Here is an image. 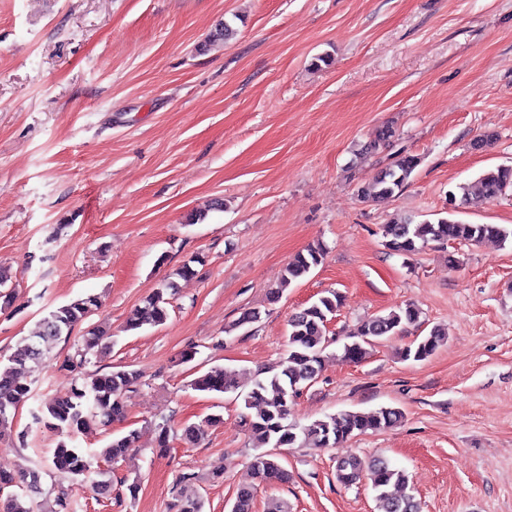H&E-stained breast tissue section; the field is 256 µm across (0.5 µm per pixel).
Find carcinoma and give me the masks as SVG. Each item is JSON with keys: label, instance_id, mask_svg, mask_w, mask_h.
I'll use <instances>...</instances> for the list:
<instances>
[{"label": "carcinoma", "instance_id": "obj_1", "mask_svg": "<svg viewBox=\"0 0 512 512\" xmlns=\"http://www.w3.org/2000/svg\"><path fill=\"white\" fill-rule=\"evenodd\" d=\"M395 136L393 126L384 125L374 139L361 146V153L379 154L393 145ZM419 165L418 155L405 150L395 152L391 162L380 168L372 181L358 188V196L374 202L392 199L408 184ZM507 191H512V165L489 170L474 183L448 191L447 216L434 222L415 223L405 219L383 225L381 234L385 247L411 256L430 242L471 245L490 239L505 242L512 236V231L498 224L465 223L457 218V213L459 206L473 199L492 202ZM324 255L325 248L320 244L297 253L284 271L281 286L286 287L309 274L322 263ZM196 263H203V258L190 257L173 272V276L163 279L145 298L144 305L128 318L126 330L137 331L146 324H163L168 318V295L177 288L175 278L194 276ZM342 304V296L331 292L292 314L288 319V356L280 372L254 379L245 394L244 405L251 413L244 416V426L255 444V454L249 465L253 482L238 487L231 512H252L258 486L289 482L288 470L272 449L290 448L300 440L316 448H337L356 434L388 428L402 418L399 409L383 407L369 412L330 414L301 429L288 423L294 398L322 372L324 351L329 345L327 324ZM99 306V298L89 295L49 311L41 319L36 334L25 339L9 357V365L0 367V434L12 428L16 411L32 398V376L53 343L64 335H71L87 319V314ZM419 318V309L407 304L365 320L358 333L360 340L344 344V358L351 362L360 361L367 354V347L406 332L409 327L419 324ZM445 338L441 329L433 327L428 335L404 348L402 357L425 360L443 345ZM111 344L112 335L106 329L94 326L82 336L81 346L63 366L79 376L83 374L89 354ZM137 381V371L125 366L116 367L88 380H76L67 393L30 410L34 425L60 437L51 457V465L56 471L88 486L97 495L112 496L110 472L92 469V455L78 448L74 441L94 425L109 426L122 420L125 416L124 395ZM192 386L206 393H234L240 388L236 374L219 366L194 378ZM220 422L222 418L214 415L203 423L186 425L182 429V439L187 444H194L201 438L205 426ZM138 439L136 430L116 436L97 457L113 462L135 449ZM366 470L372 474L377 512H420L415 497L401 490L407 483L404 471L391 466L387 460L374 457L366 461L356 455L336 459V479L346 487L357 484ZM14 486L25 488V493L9 492L6 497H0V512H33L32 498L41 490L40 473L32 469L16 474L0 472V494ZM172 508L175 512H202V501L197 494L184 489Z\"/></svg>", "mask_w": 512, "mask_h": 512}]
</instances>
